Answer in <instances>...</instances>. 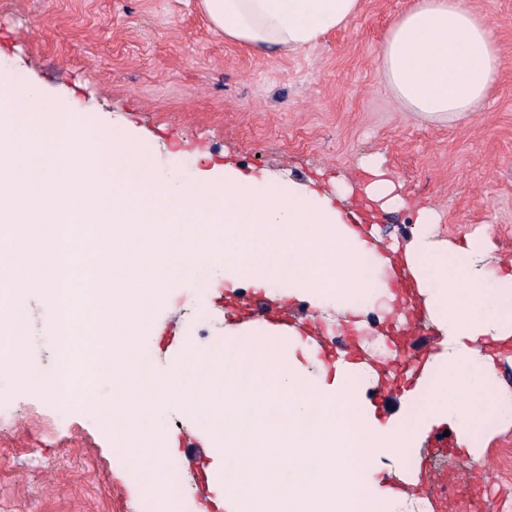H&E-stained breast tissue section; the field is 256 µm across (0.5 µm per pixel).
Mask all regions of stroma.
Masks as SVG:
<instances>
[{"label": "stroma", "instance_id": "obj_1", "mask_svg": "<svg viewBox=\"0 0 512 512\" xmlns=\"http://www.w3.org/2000/svg\"><path fill=\"white\" fill-rule=\"evenodd\" d=\"M412 0H359L355 19L316 44L260 52L225 39L199 0H0V74L36 86L82 114L94 128L117 127L192 182L214 167L267 172L300 188L356 192L347 207L377 224L385 243L407 246L420 210L436 222L440 244L483 241L479 265L512 273V0H469L496 29L501 58L486 101L471 112L426 119L401 107L383 77L380 50L393 18ZM371 157L395 181L403 205L380 214L357 189ZM225 299L204 295L180 276L154 309L161 348L192 337L199 350L224 334ZM49 311L27 293L26 362L50 370L58 342L43 324ZM496 385L488 396L512 405V340L491 342ZM380 423L418 425L420 399L393 390ZM162 423L178 441L181 512H197L212 462L194 421L179 408ZM493 477L471 475L469 490L495 496L512 512V416L473 429ZM130 451L113 446L98 421L17 378H0V512H157V502L126 479Z\"/></svg>", "mask_w": 512, "mask_h": 512}]
</instances>
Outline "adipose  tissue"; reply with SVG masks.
I'll return each instance as SVG.
<instances>
[{
    "instance_id": "ef3b65f1",
    "label": "adipose tissue",
    "mask_w": 512,
    "mask_h": 512,
    "mask_svg": "<svg viewBox=\"0 0 512 512\" xmlns=\"http://www.w3.org/2000/svg\"><path fill=\"white\" fill-rule=\"evenodd\" d=\"M213 28L258 50L303 48L348 24L359 0H199ZM398 103L428 116L471 111L499 71L494 28L466 0H413L381 49ZM87 119L57 108L31 86L0 77V226L27 235L0 249V378L21 377L68 400L130 449V477L151 463L145 493L166 499L174 449L161 416L178 404L219 454L214 475L224 512H422L396 489L414 428L384 427L367 413L361 381L369 361L327 367L297 327L242 329L224 322L220 345L192 338L166 371L140 359L152 313L188 273L202 288H250L267 302L308 300L312 321L365 329V316L393 311L392 260L376 230L355 232L345 203L351 186L320 193L270 175L228 167L223 178L177 184L121 129L88 134ZM422 214L404 254L406 269L440 335L419 379L424 418L467 428L493 413L482 390L493 375L487 339L512 338V274L478 265L479 242L437 249ZM38 287L50 311L44 328L64 340L49 372L26 365L23 310ZM110 386L98 395L97 382ZM323 417L311 424L313 408Z\"/></svg>"
}]
</instances>
